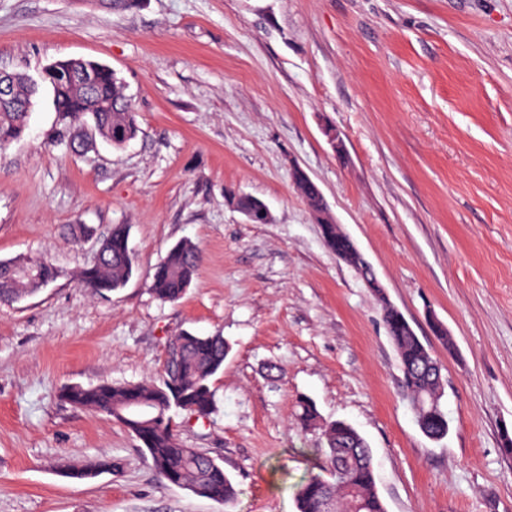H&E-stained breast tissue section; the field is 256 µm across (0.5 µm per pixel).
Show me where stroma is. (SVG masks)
I'll return each mask as SVG.
<instances>
[{
  "label": "stroma",
  "mask_w": 512,
  "mask_h": 512,
  "mask_svg": "<svg viewBox=\"0 0 512 512\" xmlns=\"http://www.w3.org/2000/svg\"><path fill=\"white\" fill-rule=\"evenodd\" d=\"M70 58L116 70L140 131L78 154L43 88L24 138L0 152V260L48 255L60 276L0 304V512H228L168 484L73 384L150 383L188 330L230 344L209 418L177 436L219 459L229 512H297L322 434L300 399L369 443L387 512H512V0H0V68L39 76ZM338 129L348 157L324 134ZM302 169L383 287L324 243ZM262 199L252 224L226 191ZM130 225L138 265L97 296L78 281L91 242ZM191 240L186 294L150 275ZM387 297L444 366L450 431L425 437L399 393ZM440 321L456 350L435 338ZM110 461L95 478L73 468Z\"/></svg>",
  "instance_id": "obj_1"
}]
</instances>
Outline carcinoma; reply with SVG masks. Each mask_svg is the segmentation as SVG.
Wrapping results in <instances>:
<instances>
[{
	"instance_id": "cac0c4a2",
	"label": "carcinoma",
	"mask_w": 512,
	"mask_h": 512,
	"mask_svg": "<svg viewBox=\"0 0 512 512\" xmlns=\"http://www.w3.org/2000/svg\"><path fill=\"white\" fill-rule=\"evenodd\" d=\"M76 63L57 62L63 76L51 85L53 106L62 116V134L70 147L86 151V140L73 129L89 126L100 139L115 149L124 148L136 138L137 112L117 73L102 69L96 83L87 89L64 76ZM39 84L18 75L14 83L15 104L0 112V151L21 140L28 128L29 109ZM294 184L314 217L326 211L318 186L301 176ZM228 200L253 224H266L267 206L244 193H227ZM130 229L114 224L98 241L102 254L98 262L83 269L78 280L91 293L106 296L122 287L131 277L134 258L129 248ZM200 248L190 240L173 246L151 274V290L157 299L174 303L186 293L202 263ZM60 270L45 256L8 260L0 263V304L7 305L36 294L55 281ZM382 321L396 352L402 373L400 392L408 401L419 429L432 440L448 435V413L443 397L442 367L429 345L415 333L405 316L382 296ZM169 347L164 373L157 383L112 385L103 383L84 387L74 384L64 389L62 397L75 407L91 409L112 417L131 432L140 443L159 475L169 484L208 498L224 508L236 501L239 490L224 466L197 448H185L174 433L172 410H182L207 417L215 410L212 377L224 368L229 345L219 334L199 335L183 332ZM131 407H144L151 417H137ZM298 420L302 427L322 430L323 473L312 474L295 489L297 512H387L376 487L373 457L365 439L344 421L324 422L315 405L299 403ZM112 469V463L99 462L69 471L74 479L94 478Z\"/></svg>"
}]
</instances>
